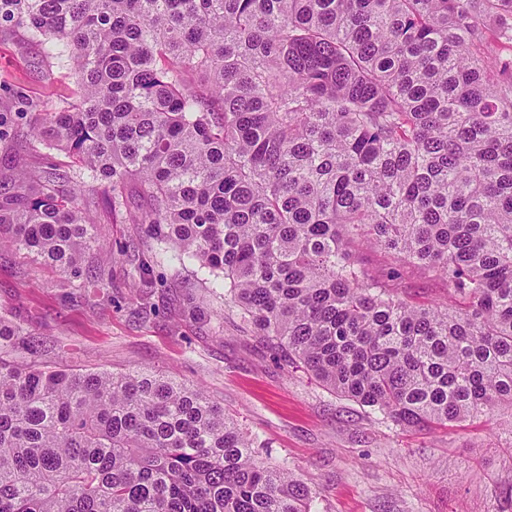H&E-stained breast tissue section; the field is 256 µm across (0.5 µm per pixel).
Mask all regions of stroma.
<instances>
[{
  "instance_id": "1",
  "label": "stroma",
  "mask_w": 512,
  "mask_h": 512,
  "mask_svg": "<svg viewBox=\"0 0 512 512\" xmlns=\"http://www.w3.org/2000/svg\"><path fill=\"white\" fill-rule=\"evenodd\" d=\"M44 40L0 28V110L20 96L56 111L71 97L69 66L44 55ZM9 122L30 133L28 118ZM0 140V186L69 157L34 142ZM90 266L109 270L108 291L67 283L24 252L0 248V320L28 328L11 361L115 373L151 370L202 388L240 428L268 446L314 492L312 512H512V410L490 424L403 428L337 396L288 365L256 336L227 290L201 283L153 251L144 225L95 207ZM132 257H124V250ZM150 263L143 293L134 269Z\"/></svg>"
}]
</instances>
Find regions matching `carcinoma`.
<instances>
[{"instance_id":"1","label":"carcinoma","mask_w":512,"mask_h":512,"mask_svg":"<svg viewBox=\"0 0 512 512\" xmlns=\"http://www.w3.org/2000/svg\"><path fill=\"white\" fill-rule=\"evenodd\" d=\"M75 101V160L0 193V246L72 278L100 197L223 279L256 334L403 427L512 409V0H0ZM370 244L397 265L373 274ZM451 304L408 301L400 269ZM29 335L0 323L9 337ZM202 389L0 361V512H311Z\"/></svg>"}]
</instances>
